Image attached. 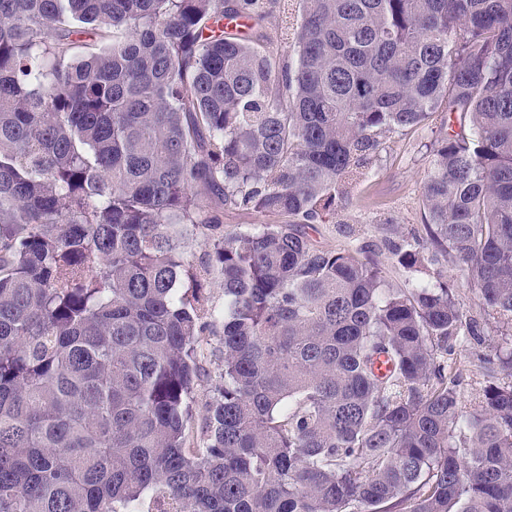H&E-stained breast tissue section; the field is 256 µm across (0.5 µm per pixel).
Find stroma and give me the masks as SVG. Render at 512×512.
<instances>
[{"instance_id":"stroma-1","label":"stroma","mask_w":512,"mask_h":512,"mask_svg":"<svg viewBox=\"0 0 512 512\" xmlns=\"http://www.w3.org/2000/svg\"><path fill=\"white\" fill-rule=\"evenodd\" d=\"M440 126L414 128L387 138L380 152L365 167L348 202L327 223L307 229L310 242L326 249L365 247L370 256L385 268L393 287L408 288L416 279H433L436 274H451L447 261L429 266L422 274L407 272L392 262V251L403 239L424 235L422 187L432 159V144L443 135ZM456 298L464 319L475 320L479 333L461 337L454 345L448 364L460 380L464 401H473L488 376L499 375L494 356L502 338L491 320L478 306L464 278L455 282ZM218 339L201 336L199 360L203 372L193 391L194 425H201L207 415L206 403L221 381L222 367L214 355Z\"/></svg>"}]
</instances>
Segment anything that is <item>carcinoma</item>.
<instances>
[{
  "label": "carcinoma",
  "mask_w": 512,
  "mask_h": 512,
  "mask_svg": "<svg viewBox=\"0 0 512 512\" xmlns=\"http://www.w3.org/2000/svg\"><path fill=\"white\" fill-rule=\"evenodd\" d=\"M298 4L252 39L268 0H0V512H512V0ZM450 116L394 256L447 258L505 336L469 405L453 288L302 232ZM220 214L222 215L224 233H235L243 230L250 224H257L255 216L247 213V211L226 210L224 215ZM219 336H213L210 332H206L201 336L199 343V360L204 369L199 379L195 382L193 397V426L194 437L196 439V430L203 423L207 415L206 402L213 394L214 387L221 382L220 374L222 367L220 362L214 356V350L218 344Z\"/></svg>",
  "instance_id": "1"
}]
</instances>
